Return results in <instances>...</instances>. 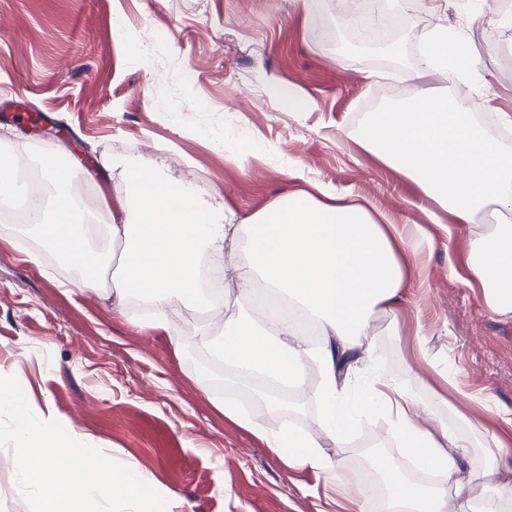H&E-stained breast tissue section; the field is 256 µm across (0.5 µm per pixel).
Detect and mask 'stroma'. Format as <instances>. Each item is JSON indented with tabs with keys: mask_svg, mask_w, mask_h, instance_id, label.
<instances>
[{
	"mask_svg": "<svg viewBox=\"0 0 512 512\" xmlns=\"http://www.w3.org/2000/svg\"><path fill=\"white\" fill-rule=\"evenodd\" d=\"M374 3L397 22L400 62L350 49L336 0L309 15L296 0H0V96L29 115L0 117V152L26 149L37 166L56 163V142L34 151L39 115L87 147L93 162L79 178L96 201L122 193L106 168L127 167L120 150L136 146L163 176L194 182L204 201L241 218L321 185L371 200L400 223L429 224L413 183L351 134L377 92L388 90L391 104L413 99L402 75L421 65L424 37L441 27L468 40L474 61L451 97L485 98L491 116L512 113V0H436L433 10L422 0ZM153 35L162 39L157 56L142 55ZM185 70L193 84L183 83ZM280 86L312 108L289 109ZM202 127L223 133V154L198 137ZM294 165L305 180L288 178ZM438 217L421 253L426 279L375 321L380 370L417 402L426 426L462 438L463 478L480 483L495 462L499 477L512 479V425L500 418L512 412V317L490 313L479 289L449 279V263L467 257L468 231L461 225L448 236L451 215ZM31 252L40 262L28 260ZM211 323L198 312L174 316L170 334L141 329L135 311L79 287L37 237L0 222V375L17 377L40 418L134 465L168 498V512H358L321 473L288 468L225 417L235 381L200 378ZM318 412L304 395L251 408L271 430L311 428ZM374 448L400 456L380 412L361 416L346 442L325 452L356 477Z\"/></svg>",
	"mask_w": 512,
	"mask_h": 512,
	"instance_id": "stroma-1",
	"label": "stroma"
}]
</instances>
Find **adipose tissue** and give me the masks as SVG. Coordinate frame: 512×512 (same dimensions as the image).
I'll return each instance as SVG.
<instances>
[{
  "label": "adipose tissue",
  "instance_id": "1",
  "mask_svg": "<svg viewBox=\"0 0 512 512\" xmlns=\"http://www.w3.org/2000/svg\"><path fill=\"white\" fill-rule=\"evenodd\" d=\"M422 56V69L408 72L407 80L432 72L451 83L473 66L466 41L444 29L432 33ZM479 108L425 92L413 102L367 113L356 141L415 184L432 205L429 219L442 210L467 226L466 262L450 274L480 289L492 314L512 317V142L472 120ZM121 175L126 193L112 210L123 221L95 236L93 214L72 191L73 166L44 172L54 186L53 201L36 205L27 224L45 250L81 269L80 287H99V271L113 265V301L123 308L130 296L139 297L147 305L145 327L165 330L171 315L207 305L202 259L242 244L248 257L228 273L237 296L261 288L285 297L325 337L319 345L309 342L286 323L268 331L248 308H238L219 333L206 335L210 356L241 375L272 377L298 390L306 389V372L316 366L321 383L308 391L321 406L320 433L268 429L230 400L226 417L258 436L288 467L319 470L343 488L348 475L323 448L341 444L362 413L381 409L393 414L403 453L444 474L456 495L472 501V512H503L512 502L510 481L491 479L477 490L460 482L455 435L422 426L413 399L400 387L382 390L368 331L420 274L419 254L432 241L426 227L406 229L373 204L347 201L324 187L315 194H286L240 219L229 206H201L192 187L161 179L154 169L130 168ZM351 360L355 370L343 374ZM374 466L388 483L393 512H451L452 496L409 481L392 459L380 458Z\"/></svg>",
  "mask_w": 512,
  "mask_h": 512
}]
</instances>
